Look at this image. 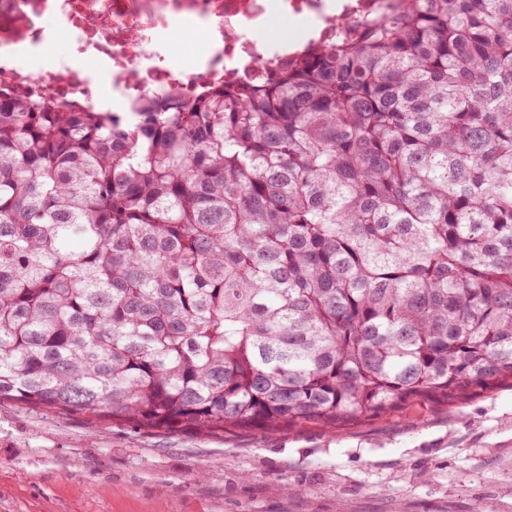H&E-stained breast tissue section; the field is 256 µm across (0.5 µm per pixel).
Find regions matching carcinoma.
Returning <instances> with one entry per match:
<instances>
[{"mask_svg": "<svg viewBox=\"0 0 512 512\" xmlns=\"http://www.w3.org/2000/svg\"><path fill=\"white\" fill-rule=\"evenodd\" d=\"M512 381V0H392L126 112L0 94V402L340 428Z\"/></svg>", "mask_w": 512, "mask_h": 512, "instance_id": "1", "label": "carcinoma"}]
</instances>
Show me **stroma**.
Wrapping results in <instances>:
<instances>
[{"instance_id":"stroma-1","label":"stroma","mask_w":512,"mask_h":512,"mask_svg":"<svg viewBox=\"0 0 512 512\" xmlns=\"http://www.w3.org/2000/svg\"><path fill=\"white\" fill-rule=\"evenodd\" d=\"M285 480L307 497L274 493ZM478 501L512 512L508 385L337 430L218 437L0 404V512H472Z\"/></svg>"}]
</instances>
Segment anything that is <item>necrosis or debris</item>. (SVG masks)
I'll return each instance as SVG.
<instances>
[{"mask_svg":"<svg viewBox=\"0 0 512 512\" xmlns=\"http://www.w3.org/2000/svg\"><path fill=\"white\" fill-rule=\"evenodd\" d=\"M389 0H0V86L35 97L53 95L76 107L98 108L100 87L87 60L112 79V95L124 108L154 95L173 104L177 95L229 82L245 68H259L305 44L335 36L338 17L385 10ZM287 17V41L262 40L271 19ZM206 32L196 58L177 63L162 30ZM69 34L65 53L55 54L57 30ZM51 58V66L40 58ZM97 67V68H98Z\"/></svg>","mask_w":512,"mask_h":512,"instance_id":"1","label":"necrosis or debris"}]
</instances>
